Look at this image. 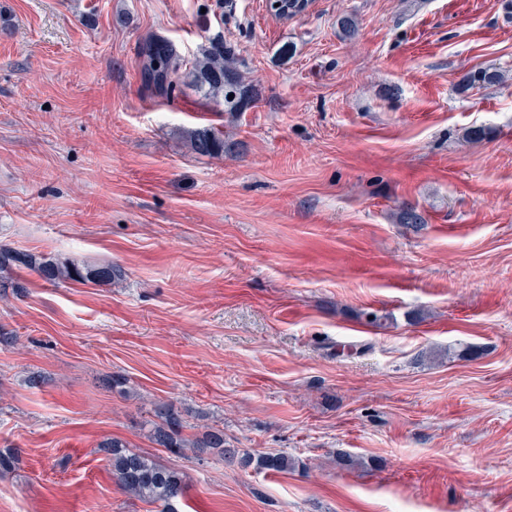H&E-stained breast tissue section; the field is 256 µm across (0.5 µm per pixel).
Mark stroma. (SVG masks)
<instances>
[{"label": "stroma", "instance_id": "obj_1", "mask_svg": "<svg viewBox=\"0 0 512 512\" xmlns=\"http://www.w3.org/2000/svg\"><path fill=\"white\" fill-rule=\"evenodd\" d=\"M218 32L251 108L144 89V37ZM0 246L124 271L0 275V512H157L107 437L177 512H512V0H0ZM160 403L305 466L155 447ZM192 150L201 156H221L226 149H230L224 142V135L213 129L203 128L193 133L191 139ZM104 448L112 466V475L119 487L130 496L157 504L161 512H175L173 501L185 496L187 487L180 475L140 453L128 448L121 440H104Z\"/></svg>", "mask_w": 512, "mask_h": 512}]
</instances>
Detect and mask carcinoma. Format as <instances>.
Here are the masks:
<instances>
[{
	"mask_svg": "<svg viewBox=\"0 0 512 512\" xmlns=\"http://www.w3.org/2000/svg\"><path fill=\"white\" fill-rule=\"evenodd\" d=\"M139 58L142 85L162 96L169 97L181 89L180 74L184 70L189 85L208 103L216 107L223 105L229 112H243L250 104L237 59L224 47V37L219 34L208 39L189 66L173 43L159 37L144 40ZM502 81L501 73L481 70L469 76L468 87L500 84ZM191 148L200 156L214 157L223 155L228 145L222 133L203 128L193 133ZM17 267L30 269L44 282L52 285L60 282L110 284L123 277L121 267L114 264L89 267L73 261H60L51 256L1 248L0 273ZM148 437L160 448L216 449L224 461L236 462L245 468L253 465L259 470L282 472L294 466V461L284 454L257 457L241 455L228 445L224 440V431L220 429L185 436L180 415L168 404L155 407ZM100 447L110 455L112 475L125 493L160 506L161 512H175L173 501L184 497L187 492L177 472L140 453L127 450L126 444L116 438L104 440Z\"/></svg>",
	"mask_w": 512,
	"mask_h": 512,
	"instance_id": "cac0c4a2",
	"label": "carcinoma"
}]
</instances>
